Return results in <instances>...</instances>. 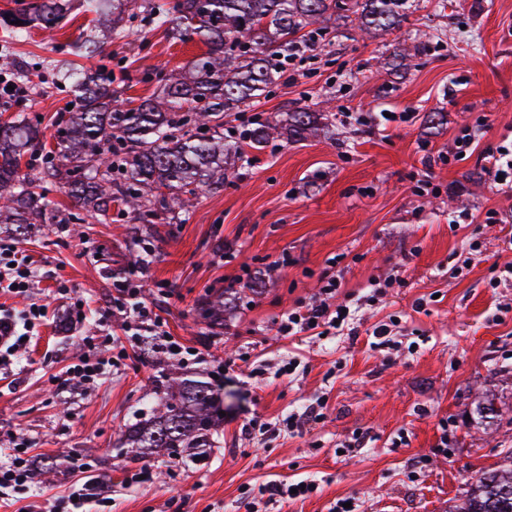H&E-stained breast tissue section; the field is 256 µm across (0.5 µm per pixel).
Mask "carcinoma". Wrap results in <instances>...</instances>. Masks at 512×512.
I'll use <instances>...</instances> for the list:
<instances>
[{
  "instance_id": "1",
  "label": "carcinoma",
  "mask_w": 512,
  "mask_h": 512,
  "mask_svg": "<svg viewBox=\"0 0 512 512\" xmlns=\"http://www.w3.org/2000/svg\"><path fill=\"white\" fill-rule=\"evenodd\" d=\"M135 0H82L83 12L112 17V39L126 37L136 18ZM152 29L172 39L193 38L206 50L184 72L159 74V89L137 106L121 99L104 70L92 75L77 63L100 52L94 26L65 42L70 58L48 65L53 83L69 86L77 111L62 121L56 144L46 148L38 126L24 117L0 118V224H71L78 219L47 199L60 184L75 207L98 224L112 222V205L124 207L136 224L178 217L201 185L224 187V113L257 101L284 73L288 52L316 42L335 21L389 35L420 9L419 0H142ZM70 0H36L0 12L3 47L26 39L32 27L59 24ZM317 113L297 107L273 124L256 122L240 131L233 148L262 149L277 130L302 139L315 130ZM150 417L127 428L125 443L149 452L210 448V429L220 420L214 390L187 380L171 367L158 383ZM451 512H512V452L506 463L468 484Z\"/></svg>"
}]
</instances>
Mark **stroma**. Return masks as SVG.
Instances as JSON below:
<instances>
[{"instance_id":"stroma-1","label":"stroma","mask_w":512,"mask_h":512,"mask_svg":"<svg viewBox=\"0 0 512 512\" xmlns=\"http://www.w3.org/2000/svg\"><path fill=\"white\" fill-rule=\"evenodd\" d=\"M423 2L392 36L352 26L318 41L304 76L281 77L245 116L272 122L304 107L327 113L330 131L271 138L236 161L223 190L199 189L177 223L138 230L116 206L111 223L86 220L68 239L52 224L31 225L20 238L38 282L29 298L2 296L0 304L39 300L49 320L13 371L0 374V446L10 431L31 440L37 474L30 488L0 499V512H50L86 482L109 500L95 512H245L246 494L282 479H313L318 490L266 512H330L344 498L358 512H448L471 481L503 462L512 450V280L501 278L512 264V192L491 181L485 157L512 142V0H447L443 9ZM88 20L74 0L64 27L32 30L0 52V73L44 65ZM101 45L104 59L84 68L108 62L138 101L152 93V73L180 70L202 49L159 30ZM73 101L62 86L10 105L49 139ZM385 112L408 119L387 124ZM429 112L442 113V123L426 127ZM465 128L477 143L457 160L454 141ZM425 177L438 192L416 194ZM491 209L503 223H486ZM463 213L469 223H457ZM143 240L154 249L153 278L167 284L147 288L148 301L172 335L208 347L204 362L181 371L211 381L226 357L247 351L258 372L225 379L224 424L199 460L183 452L144 458L119 446L154 401L163 371L146 347L99 385L53 381L97 335L112 280L131 272L129 255ZM228 248L235 257L227 261ZM335 256L353 335H278L281 314L315 299ZM245 261L250 287L205 315L206 301L227 290ZM395 275L400 285L368 301L372 280ZM59 280L86 302L85 320L53 299ZM383 324L392 325L394 344H374ZM291 358L296 370L276 376ZM485 394L503 408L487 428L470 419ZM309 406L321 419L302 432L241 431L251 418L273 422ZM358 437L363 447L345 453ZM146 464L153 483L128 482Z\"/></svg>"}]
</instances>
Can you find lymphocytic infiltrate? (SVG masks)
<instances>
[{
    "label": "lymphocytic infiltrate",
    "mask_w": 512,
    "mask_h": 512,
    "mask_svg": "<svg viewBox=\"0 0 512 512\" xmlns=\"http://www.w3.org/2000/svg\"><path fill=\"white\" fill-rule=\"evenodd\" d=\"M151 279V262L144 258L131 275L113 282L111 305L97 319L102 341L67 367L69 380L84 385L97 384L105 375L124 369L131 351L146 340L155 342L164 353L177 360H204V351H192L190 345L172 336L167 320L146 302L143 292ZM34 285L35 270L18 241L1 236L0 295H24ZM340 287V274L325 277L317 300L282 314L278 322L280 335L295 336L318 330L326 336L343 331L350 315L342 307L331 304ZM47 314L46 305L36 302L18 311L0 309L1 371L17 364L24 338L32 336ZM116 317L122 321L121 332L117 335L111 331L112 320ZM30 447L28 440L12 438L9 453L0 459L1 494L23 490L33 484L36 472L31 463Z\"/></svg>",
    "instance_id": "obj_1"
}]
</instances>
